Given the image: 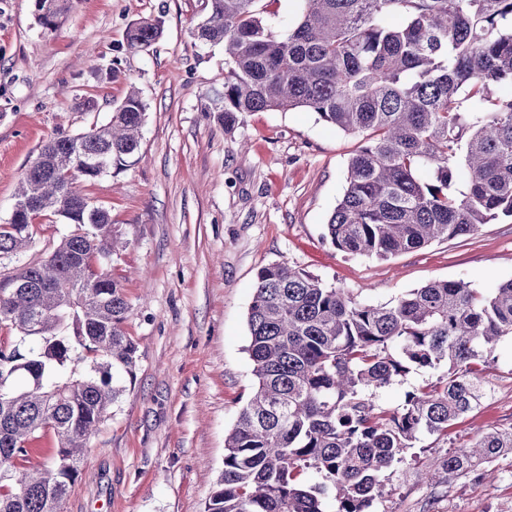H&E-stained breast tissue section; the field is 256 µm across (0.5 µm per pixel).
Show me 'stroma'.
Returning a JSON list of instances; mask_svg holds the SVG:
<instances>
[{"label":"stroma","instance_id":"1","mask_svg":"<svg viewBox=\"0 0 512 512\" xmlns=\"http://www.w3.org/2000/svg\"><path fill=\"white\" fill-rule=\"evenodd\" d=\"M204 0H71L53 29L36 0H0V224L30 161L58 133L109 121L138 90L147 105L138 155L85 183L121 243L112 266L132 307L133 378L86 443L62 512H204L224 469V439L255 384L246 351L256 274L285 262L389 304L434 280L487 290L512 278V220L386 260L336 250L323 226L342 198L359 145L305 109L211 112L224 88V47L194 45ZM159 18L149 48L128 51V27ZM40 220L21 258L0 276L45 259L70 234ZM481 376L492 396L426 435L387 469L372 512H512V457L454 481L426 478L434 459L477 430L512 426V338Z\"/></svg>","mask_w":512,"mask_h":512}]
</instances>
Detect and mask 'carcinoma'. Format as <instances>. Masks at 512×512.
Here are the masks:
<instances>
[{
	"label": "carcinoma",
	"instance_id": "obj_1",
	"mask_svg": "<svg viewBox=\"0 0 512 512\" xmlns=\"http://www.w3.org/2000/svg\"><path fill=\"white\" fill-rule=\"evenodd\" d=\"M261 2L205 0L190 35L224 44L213 99L224 125L305 108L361 138L325 224L338 250L387 259L512 218V0H298L278 33ZM161 35L160 21L136 22L127 48ZM145 116L133 89L108 123L51 139L0 224V256L28 248L40 216L75 226L46 259L0 277V326L18 332L0 347V512H60L86 440L133 376L131 305L107 270L118 230L83 184L138 151ZM89 156L96 167H84ZM247 324L256 389L225 437L204 512H326L327 500L333 512H368L405 449L448 434L484 399L477 364L512 336V279L488 293L437 280L374 305L272 263L257 273ZM421 368L442 373L397 408L372 400ZM44 431L57 438L54 461L16 467ZM510 451L512 427L495 428L435 466L450 481ZM308 471L318 483L301 482Z\"/></svg>",
	"mask_w": 512,
	"mask_h": 512
}]
</instances>
